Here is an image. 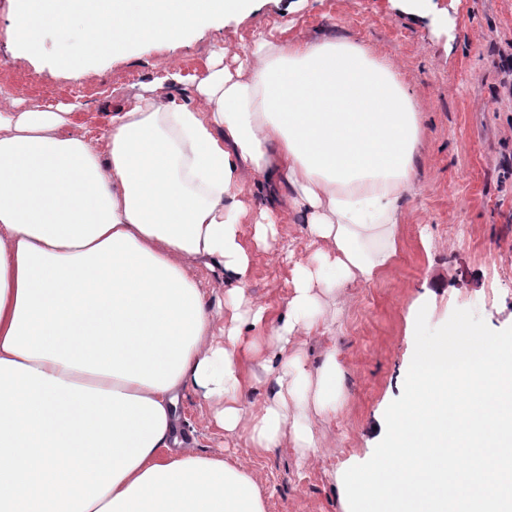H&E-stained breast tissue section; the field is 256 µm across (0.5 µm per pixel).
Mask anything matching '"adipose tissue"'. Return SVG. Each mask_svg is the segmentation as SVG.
Segmentation results:
<instances>
[{
  "label": "adipose tissue",
  "instance_id": "adipose-tissue-1",
  "mask_svg": "<svg viewBox=\"0 0 512 512\" xmlns=\"http://www.w3.org/2000/svg\"><path fill=\"white\" fill-rule=\"evenodd\" d=\"M0 99V512H265L238 461L191 450L178 407L219 400L225 432L256 451L315 446L307 413H336L344 370L292 357L320 328L319 294L373 281L396 254L401 201L416 190L420 116L400 75L353 40L261 38L237 69L208 61L188 97L145 86L105 134L74 109ZM300 214L310 243L284 313L250 307L255 240ZM235 281L232 327L190 265ZM271 324L284 358L252 414L242 328Z\"/></svg>",
  "mask_w": 512,
  "mask_h": 512
}]
</instances>
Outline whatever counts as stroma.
<instances>
[{
  "mask_svg": "<svg viewBox=\"0 0 512 512\" xmlns=\"http://www.w3.org/2000/svg\"><path fill=\"white\" fill-rule=\"evenodd\" d=\"M422 7L425 16L415 21L397 0H254L189 37L116 54L74 79L8 40L13 12L0 0V95L20 97L26 109L82 102L77 121L95 137L140 84L161 80L169 93L165 79L174 73L188 89L212 52L245 56L259 34L345 37L377 52L407 82L422 141L419 190L402 202L397 254L379 279L325 298L329 333L302 331L296 342L307 370L334 349L346 371L342 409L309 414L315 454L299 461L286 438L256 452L245 433L225 435L195 394L179 406L195 451L240 461L258 481L266 512H349L343 475L367 461L384 435L385 410L400 397L414 353L420 307L433 327L457 308L474 310L496 331L512 326V90L495 65L498 51L512 52V0H424ZM277 230L275 246L265 249L253 224L239 227L251 254L246 294L281 312L292 261L314 250L299 217Z\"/></svg>",
  "mask_w": 512,
  "mask_h": 512,
  "instance_id": "35a3bbf8",
  "label": "stroma"
}]
</instances>
